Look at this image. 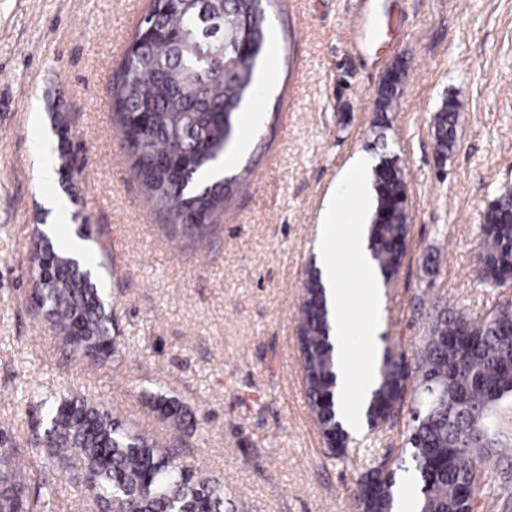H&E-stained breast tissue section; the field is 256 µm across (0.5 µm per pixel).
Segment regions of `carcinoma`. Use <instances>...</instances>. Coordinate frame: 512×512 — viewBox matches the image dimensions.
I'll use <instances>...</instances> for the list:
<instances>
[{
    "instance_id": "obj_1",
    "label": "carcinoma",
    "mask_w": 512,
    "mask_h": 512,
    "mask_svg": "<svg viewBox=\"0 0 512 512\" xmlns=\"http://www.w3.org/2000/svg\"><path fill=\"white\" fill-rule=\"evenodd\" d=\"M281 0H167L150 7L133 40L151 28L140 48L126 52L111 87L113 116L121 148L144 197L161 224L202 245L207 228L221 223L234 195L246 188L250 170L215 181L205 176L224 163L236 119L259 109L257 67L266 50L271 8ZM257 38V55L230 53L224 69L211 60L222 36ZM404 78L382 84L375 123L389 126ZM204 97L210 111L192 112L188 95ZM458 104L444 102L433 117L438 155L456 147ZM59 173L69 183L82 167L64 142L70 128L56 115ZM376 209L369 247L385 281L398 276L407 249L408 182L403 169L376 164L371 172ZM479 277L492 288L512 282V190L491 202L480 226ZM37 262L34 299L51 328L71 352L100 364L112 356V318L92 272L66 250L49 244L32 248ZM298 342L311 412L330 457L346 453L349 436L336 421V355L319 272L310 266L302 286ZM512 399V304L478 320L437 304L429 315L428 336L413 361L404 353L385 355L378 387L366 411L369 426L393 424L409 405L411 426L404 455L370 467L353 492L356 512H393L399 471L417 478V512H472L483 491L479 461L501 453L491 436L495 410ZM161 412L176 424L186 411L160 399ZM46 466L36 485L21 466L17 449L0 447V512H37L49 474H68L100 512H238L224 485L201 468L184 464L180 449L135 433L106 405L62 398L48 404Z\"/></svg>"
}]
</instances>
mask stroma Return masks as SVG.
I'll return each mask as SVG.
<instances>
[{"label":"stroma","mask_w":512,"mask_h":512,"mask_svg":"<svg viewBox=\"0 0 512 512\" xmlns=\"http://www.w3.org/2000/svg\"><path fill=\"white\" fill-rule=\"evenodd\" d=\"M150 0H0V433L34 466L45 402L108 404L147 436L188 413L185 464L205 463L244 512H351L357 480L399 455L408 416L365 430L332 459L310 414L298 344L299 301L330 191L356 155L397 157L409 182L407 254L381 284L382 345L413 356L433 302L481 319L512 288L478 276L479 227L512 189V0H283L259 74L256 126L233 171L250 166L210 245L166 237L142 197L113 124L111 82ZM407 77L390 126L373 127L382 76ZM459 105L457 146L439 159L432 117ZM85 157L71 190L43 186L34 159L55 113ZM88 217L106 263L117 351L105 365L71 356L30 304L29 247ZM473 512H512V453L481 462Z\"/></svg>","instance_id":"obj_1"}]
</instances>
